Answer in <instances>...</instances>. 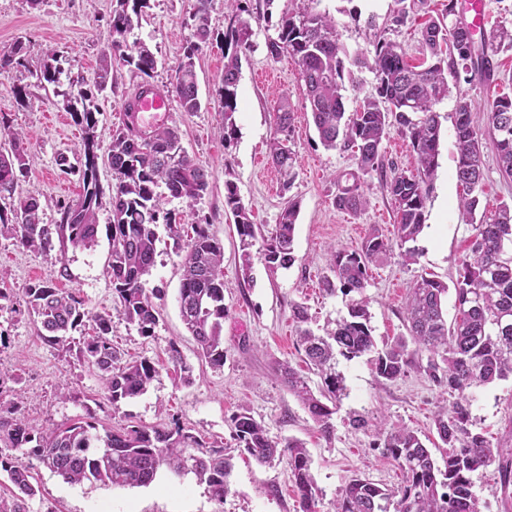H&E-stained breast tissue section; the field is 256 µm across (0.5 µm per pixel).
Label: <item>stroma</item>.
<instances>
[{"label":"stroma","mask_w":512,"mask_h":512,"mask_svg":"<svg viewBox=\"0 0 512 512\" xmlns=\"http://www.w3.org/2000/svg\"><path fill=\"white\" fill-rule=\"evenodd\" d=\"M250 10L267 20L254 28L251 46L241 55V73L234 114L237 136L225 145L218 128L220 102L214 92L224 72V51L219 41L202 45L196 73L202 108L183 111L173 105L166 119L177 126L182 144L210 172L208 192L196 201L172 200L171 209L185 224L206 219L212 234L224 246V366L211 368L201 361L179 310L182 252L173 246L166 227H158L156 263L145 288L160 311L153 337L139 335L119 313L107 274L110 249L106 233L89 249L31 251L21 247L7 231H0V405L21 401L22 411L34 429L66 425L94 410L105 427L170 426L179 422L186 431L210 445L224 447L232 456L234 471L223 502L211 499L206 485L194 475L181 478L161 472L155 483L141 488L66 483L43 464L32 474L38 493L27 502L28 512H297V492L287 462L258 464L242 453L232 433V416L249 410L264 422L271 439L302 440L312 459V473L322 493L321 512H332L345 483L356 474L383 486L402 480L397 463L382 457L374 443V426L404 425L420 436L436 438L434 416L451 403L447 392L436 387L422 368H412L397 381L375 374L370 356L339 359L337 369L345 379L346 396L332 416L333 433L318 431L297 398L274 374V361L302 368L296 344L292 306L305 304L310 326L322 333L327 324L346 315L347 299L327 295L322 278L329 273L331 247L354 248L372 232L393 237L396 213L390 195L372 184L365 210L357 215L336 209L335 176L354 166L350 151L325 149L317 136L294 59L270 58L266 41L285 10L300 0H243ZM195 0H150L141 25L132 36L143 41L162 65L155 83L167 84L183 57L191 36L188 24ZM316 9L334 18L349 54L369 49L387 34L403 46L411 59L421 51L419 24L411 21L388 31L387 19L394 0H317ZM112 18V0H0V44L22 43L24 68L0 77V116L23 131L33 156L31 168L17 189L18 196L37 197L44 223L59 220V206L78 199L82 186L77 176L63 174L59 156H74L80 138L70 137L75 122L62 108L60 91L71 83L94 84L99 58L106 48ZM59 53L58 84L39 82L47 48ZM493 82H459L435 110L440 116L439 166L429 187L425 227L418 239L422 255L417 264L405 265L398 254L370 265L365 290L370 300V325L377 344L405 335L404 301L417 275L433 274L455 280L468 253L475 230L459 210L462 188L456 180L457 152L454 117L458 94L475 105L506 93L512 95V48L494 56ZM272 73L269 82L260 81ZM141 78L120 59L112 61V80L96 97L98 134L108 140L121 126L120 110L135 92ZM29 93L27 106L18 105L15 88ZM287 100L295 115L292 140L297 154L295 178L282 189L279 172L269 164L268 145L275 136L274 113ZM484 181L479 191L480 212L491 214L501 202L512 200V182L500 176L492 144L483 148ZM236 182L254 223L273 227L287 201L300 203L295 230V263L269 273L254 261L251 280L239 267L240 238L234 219L224 209V181ZM53 276L58 287L78 289L88 309L112 316L113 344L129 359H148L158 375L147 391L112 406L104 394L101 376L80 359L76 351L51 345L37 334L28 313L24 290L28 283ZM177 343L192 369L183 381L168 358L170 343ZM471 401L475 431L492 445L512 447V378L466 391ZM361 413L372 421L371 430L353 429L348 418ZM473 491L481 512H512V497L503 498L495 466L476 471Z\"/></svg>","instance_id":"1"}]
</instances>
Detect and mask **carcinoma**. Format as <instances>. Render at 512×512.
Wrapping results in <instances>:
<instances>
[{
	"mask_svg": "<svg viewBox=\"0 0 512 512\" xmlns=\"http://www.w3.org/2000/svg\"><path fill=\"white\" fill-rule=\"evenodd\" d=\"M112 20L103 52L97 84L62 92V106L82 126L84 138L77 153V164L62 156V171L78 176L81 196L60 207V219L46 224L39 199L26 197L22 205H0V229L6 228L26 249L44 250L53 240L74 248H91L98 241L101 189L99 168L112 170L110 196L109 278L117 297L120 315L136 326L143 337L154 335L159 311L147 293L145 283L155 266L158 224H166L175 248L184 252L183 276L179 288V308L183 323L197 343L202 359L211 367L224 366V336L221 335L224 306V248L210 232V224L194 222V235L183 243L179 222L166 205L173 199L197 200L210 185L209 172L190 156L181 144L177 129L155 128L149 138L137 134L129 122L112 131L107 147L97 134L96 93L112 78V58L134 67L145 83L151 82L158 67L154 52L128 35L141 24L146 0H115ZM213 0H195L191 16L192 34L184 55L167 85L185 112L201 108L195 57L210 38L209 15ZM236 4L234 15L222 33L224 74L215 89L222 103L219 113L224 146L237 135L234 113L240 76V53L249 49L253 26L263 14ZM426 0H395L390 25L400 27L410 13ZM455 15L453 0L445 14L430 20L421 29L425 54L422 69L411 64L401 45L381 37L373 49L356 55L354 64L371 71L376 78V94L362 99L354 112L346 111L344 101V57L347 51L336 22L326 12L308 7L288 12L279 19L276 36L268 38L267 53L276 59L287 55L299 65V76L306 90L310 113L321 144L328 149L343 146L352 150L355 169L335 178L333 203L339 210L358 214L367 205V179L377 174L380 184L392 198L396 212V236L370 234L359 247L333 251L331 272L325 277V291H341L349 300L348 316L336 321L335 328L316 335L309 328L307 308L294 306L297 345L304 359L322 380L314 393L306 377L288 364L275 366L283 384L308 411L318 429L330 436L332 415L346 395L344 377L336 371L337 356L347 360L373 355L376 376L394 382L416 365V357L427 355L424 371L429 379L448 394L457 395L448 409L434 417L444 466H439L433 450L418 434L405 426L381 433L375 447L395 460L403 471V482L386 488L362 476H353L342 488L334 512H480L473 492L472 473L498 463L503 488L512 487V448H493L479 432L471 429L470 401L465 391L512 376V253L502 243L512 239V203L503 202L494 214L484 216L453 281L456 315L448 321L443 302L448 283L419 275L406 297L404 313L408 335L399 336L377 348L370 326L369 301L364 295L369 266L393 251H399L407 265L419 261L417 240L424 228L429 185L436 169L440 147L439 115L434 106L448 95V74L489 72L492 61L487 53H476L474 36L467 24L445 19ZM22 43L0 46V75L24 66ZM39 80L58 83L59 71L51 64L56 51L47 50ZM486 122L493 132V146L502 177L512 181V96L495 97L485 109ZM278 137L270 142L269 158L283 177L288 190L296 162L290 146L294 112L282 100L275 112ZM455 142L458 154L455 176L464 188L460 211L474 220L478 205L476 192L482 188L483 151L472 101L461 94L456 101ZM409 140L414 170L406 172L385 163L383 143L391 130ZM0 138L8 146L0 148V200L13 198L19 182L30 169V154L22 132L0 118ZM163 187L166 192H158ZM224 202L235 217L242 244L241 267L250 278L251 247L261 241L258 255L274 272L295 262L294 240L300 204L288 199L277 224L267 229L255 224L243 204L236 183L224 181ZM28 312L34 317L39 336L59 347L71 344V333L85 318L95 323L94 335L86 338L79 355L98 369L113 407L147 391L158 371L147 359L125 360L110 339L112 316L89 314L85 302L75 292L55 285L51 278L40 279L26 288ZM233 438L237 447L260 464L286 461L298 493V512H319L320 490L311 468L308 449L299 440H272L264 423L249 411L233 415ZM0 443L7 448L29 446L28 455L70 484L85 481L118 487H147L162 469L177 477L193 474L207 486L212 498L224 501L232 472L231 458L224 449L207 446L193 434L176 426L99 429L97 417L86 416L64 427L37 432L19 414V405L8 411L0 408ZM0 471L8 474L15 490L8 499L0 498V512H28L27 500L36 495L30 466L0 452Z\"/></svg>",
	"mask_w": 512,
	"mask_h": 512,
	"instance_id": "obj_1",
	"label": "carcinoma"
}]
</instances>
